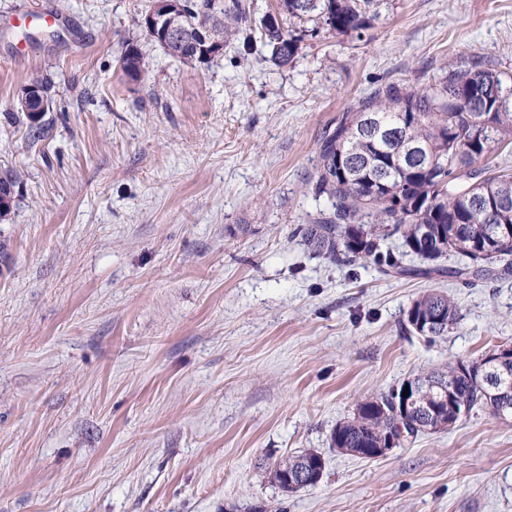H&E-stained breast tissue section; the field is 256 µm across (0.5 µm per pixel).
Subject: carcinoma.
I'll list each match as a JSON object with an SVG mask.
<instances>
[{"mask_svg": "<svg viewBox=\"0 0 512 512\" xmlns=\"http://www.w3.org/2000/svg\"><path fill=\"white\" fill-rule=\"evenodd\" d=\"M186 27L207 28L223 46L259 39L278 66L291 63L301 37L284 26L314 20L312 34H356L374 27L386 0H277L276 9L252 18L246 0H182ZM169 56L206 64L203 45L186 41ZM120 62L137 75L142 54L126 45ZM423 90L394 82L379 84L345 112L320 140L309 190L331 205L300 229L304 245L331 263L372 262L390 277L448 276L463 284L512 276V240L494 229L512 225V169L493 170L486 161L512 149V79L479 64L441 68ZM18 176H0V215L9 212ZM420 264L408 267L402 256ZM456 263L446 264L451 257ZM417 315L440 312L432 335L446 336L459 321L447 295L431 290L413 300ZM486 376L450 363L442 371L415 375L420 399L434 402L441 390L468 412L489 409L487 383L512 387V361L485 368ZM359 413L338 423L334 448H378L388 444L400 414L392 393L356 403ZM305 453L268 467V477L288 491L286 475Z\"/></svg>", "mask_w": 512, "mask_h": 512, "instance_id": "carcinoma-1", "label": "carcinoma"}]
</instances>
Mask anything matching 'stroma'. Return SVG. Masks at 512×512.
Masks as SVG:
<instances>
[{
	"label": "stroma",
	"mask_w": 512,
	"mask_h": 512,
	"mask_svg": "<svg viewBox=\"0 0 512 512\" xmlns=\"http://www.w3.org/2000/svg\"><path fill=\"white\" fill-rule=\"evenodd\" d=\"M147 0H0V512H512V418L477 411L378 459L331 446L357 400L512 344V279L338 266L302 242L319 139L381 83L512 74V0H388L356 36L208 64L133 24ZM21 9L58 29L11 27ZM143 54L123 71L126 44ZM54 107L16 121L29 75ZM460 320L409 331L423 292ZM323 454L283 492L265 463Z\"/></svg>",
	"instance_id": "35a3bbf8"
}]
</instances>
